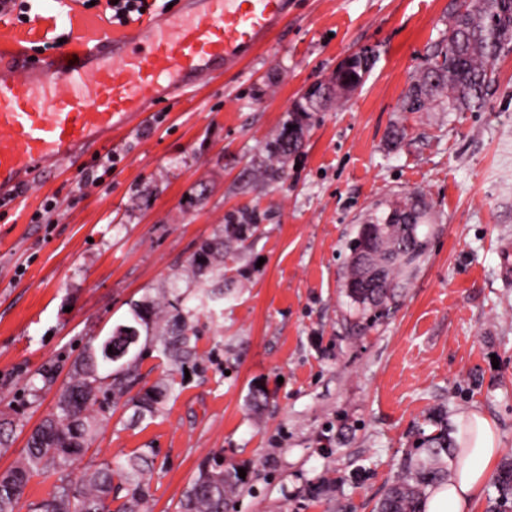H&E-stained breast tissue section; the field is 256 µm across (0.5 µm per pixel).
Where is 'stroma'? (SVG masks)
I'll return each instance as SVG.
<instances>
[{
    "mask_svg": "<svg viewBox=\"0 0 512 512\" xmlns=\"http://www.w3.org/2000/svg\"><path fill=\"white\" fill-rule=\"evenodd\" d=\"M453 0H291L248 61L88 144L0 205V472L54 409L92 339L132 303L194 299L199 243L258 215L238 251L222 314L201 317L199 368L156 353L139 385L173 373L152 419L126 401L105 414L84 463L152 449L151 512H176L200 465L244 469L235 512H373L426 418L496 426L512 459V51L479 112H399L448 25ZM107 0H30L0 14V43L37 63L126 32ZM374 61L341 105L311 113L284 178L264 146L314 82L361 49ZM405 135L390 145L394 127ZM118 154L107 168L108 154ZM101 177L82 186L85 174ZM423 192L436 222L418 272L368 328L341 287L356 226L374 205ZM56 208L45 211L46 200ZM267 399L252 408L249 395ZM331 485L323 498L311 486Z\"/></svg>",
    "mask_w": 512,
    "mask_h": 512,
    "instance_id": "35a3bbf8",
    "label": "stroma"
}]
</instances>
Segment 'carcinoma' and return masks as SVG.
Here are the masks:
<instances>
[{
	"label": "carcinoma",
	"instance_id": "obj_1",
	"mask_svg": "<svg viewBox=\"0 0 512 512\" xmlns=\"http://www.w3.org/2000/svg\"><path fill=\"white\" fill-rule=\"evenodd\" d=\"M512 43V0H455L448 13V32L435 44L420 74L414 76L401 95L399 111L413 114L433 105L444 112H479L495 85L494 61ZM370 63L361 53L340 66L328 81H320L315 90L301 96L303 113L316 112L331 100L348 99L341 84L357 89L368 73ZM266 144L270 179L283 177L288 157L302 146L306 125L292 120ZM435 223L425 195L409 192L376 205L368 223L357 225L356 235L348 243L349 256L344 272L346 296L358 319L373 324L389 311L388 304L402 280L409 278L429 251L431 224ZM261 230L255 216L243 224H226L213 237L202 241L190 261L193 277L216 284L198 297L190 307L176 295L160 304L135 303L130 322L112 328L108 340L115 349L130 336L156 330L154 349L173 365L184 366L197 358L200 316L217 313L224 302V289L218 284L230 271L226 260L233 243L243 242ZM136 354L117 371L105 367L110 357L104 348L84 354L59 397L56 409L48 413L31 432L26 448L13 466L0 473V512H21L23 490L34 475H55L49 499L28 505V512H148L150 480L147 477L153 449L111 461L104 460L86 468L75 479L73 472L85 451L100 435V419L94 411H104L99 400L120 399L133 387L131 368L137 366ZM175 391L174 379L164 388L153 386L131 398L135 414L154 417L162 399ZM434 430L420 433L413 451L401 464V477L389 487L376 504L375 512H423L428 488L448 480L456 444L450 437L448 419L442 414L428 419ZM245 481L235 468L202 464L198 475L185 489L178 512H230ZM499 497L495 512H506L512 504V461L504 463L496 478ZM126 491L119 496L120 491ZM121 504L112 507V502Z\"/></svg>",
	"mask_w": 512,
	"mask_h": 512
}]
</instances>
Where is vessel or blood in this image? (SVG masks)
Wrapping results in <instances>:
<instances>
[{"mask_svg":"<svg viewBox=\"0 0 512 512\" xmlns=\"http://www.w3.org/2000/svg\"><path fill=\"white\" fill-rule=\"evenodd\" d=\"M290 0H181L130 32L32 67L0 65V197L140 112L250 58Z\"/></svg>","mask_w":512,"mask_h":512,"instance_id":"b4317fda","label":"vessel or blood"}]
</instances>
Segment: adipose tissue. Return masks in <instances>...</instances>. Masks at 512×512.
<instances>
[{"label":"adipose tissue","mask_w":512,"mask_h":512,"mask_svg":"<svg viewBox=\"0 0 512 512\" xmlns=\"http://www.w3.org/2000/svg\"><path fill=\"white\" fill-rule=\"evenodd\" d=\"M457 440L456 459L448 480L429 491L424 512H472L494 475L500 439L486 416L470 413L460 425Z\"/></svg>","instance_id":"ef3b65f1"}]
</instances>
